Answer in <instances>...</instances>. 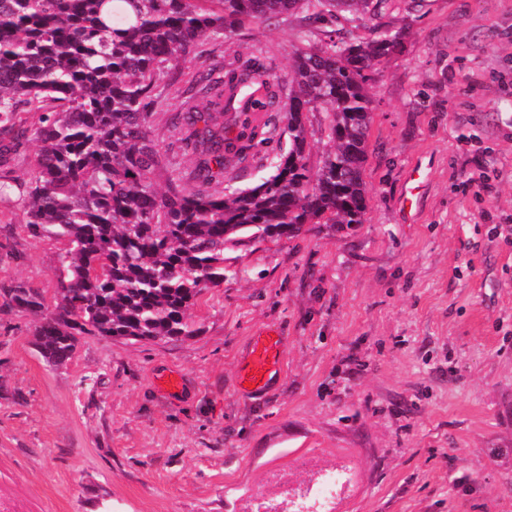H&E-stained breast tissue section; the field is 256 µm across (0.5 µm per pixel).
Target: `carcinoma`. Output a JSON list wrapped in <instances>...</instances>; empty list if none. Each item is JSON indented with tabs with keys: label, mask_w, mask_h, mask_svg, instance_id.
Masks as SVG:
<instances>
[{
	"label": "carcinoma",
	"mask_w": 512,
	"mask_h": 512,
	"mask_svg": "<svg viewBox=\"0 0 512 512\" xmlns=\"http://www.w3.org/2000/svg\"><path fill=\"white\" fill-rule=\"evenodd\" d=\"M388 0H0V135L26 133L33 178L17 185L34 237L66 243L58 298L34 325L54 365L82 336L150 343L191 336L188 310L224 280V251L295 236L306 224H362L372 125L366 86L400 39L378 20ZM301 12L309 30L283 84L237 51L207 63L247 22ZM340 23L338 29L326 26ZM197 66L185 89L183 70ZM177 101L170 142L157 110ZM283 112L288 148L257 184L228 169L254 166ZM324 115L327 149L309 166L307 114ZM197 155L195 188L156 177L168 152ZM7 304L45 308L34 288L0 283Z\"/></svg>",
	"instance_id": "cac0c4a2"
}]
</instances>
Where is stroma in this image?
<instances>
[{"mask_svg":"<svg viewBox=\"0 0 512 512\" xmlns=\"http://www.w3.org/2000/svg\"><path fill=\"white\" fill-rule=\"evenodd\" d=\"M382 22L405 36L368 85L365 223L226 251L194 336H86L62 367L0 302V512H234L305 452L353 468L336 512H512V239L490 233L512 225V0H389ZM309 27L233 42L284 78ZM9 145L0 282L50 309L66 245L28 232L36 145ZM271 329L282 362L245 393Z\"/></svg>","mask_w":512,"mask_h":512,"instance_id":"obj_1","label":"stroma"}]
</instances>
